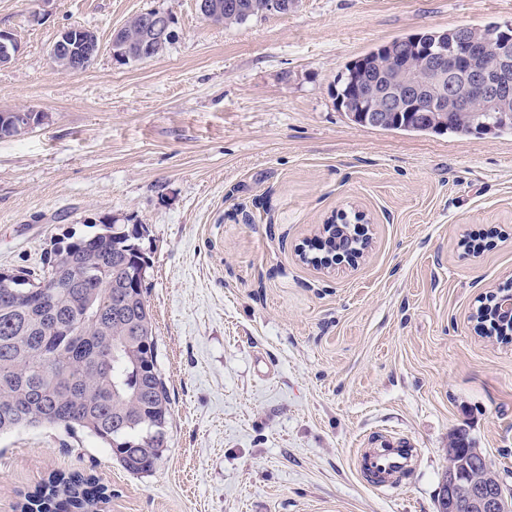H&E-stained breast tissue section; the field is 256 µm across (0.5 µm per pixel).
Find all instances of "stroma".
<instances>
[{
    "label": "stroma",
    "mask_w": 512,
    "mask_h": 512,
    "mask_svg": "<svg viewBox=\"0 0 512 512\" xmlns=\"http://www.w3.org/2000/svg\"><path fill=\"white\" fill-rule=\"evenodd\" d=\"M175 19L158 57L114 61L113 30ZM512 25V0H297L231 29L196 0H0L21 46L0 110L43 113L0 139V268L39 271L101 218L147 225L146 298L172 419L133 475L61 426L0 436V512L53 472L108 486L104 512H437L448 436L512 471V342L474 318L512 291V135L364 128L332 97L357 57L410 34ZM96 32L61 74L62 29ZM362 213L360 256L302 259ZM419 450L401 487L354 459L369 438ZM74 30L75 28L73 27L63 29L59 33L57 40L53 43L50 50L51 57L57 61H61L64 64V66L61 68V72L64 74L77 72L81 68V65L86 62V60L90 59L93 55L96 54V52H98L95 32L85 28L82 30V32L87 35L84 38V45L86 46L87 54L81 57V63L79 62L78 58L72 57L71 47L68 43L72 36V31Z\"/></svg>",
    "instance_id": "1"
}]
</instances>
